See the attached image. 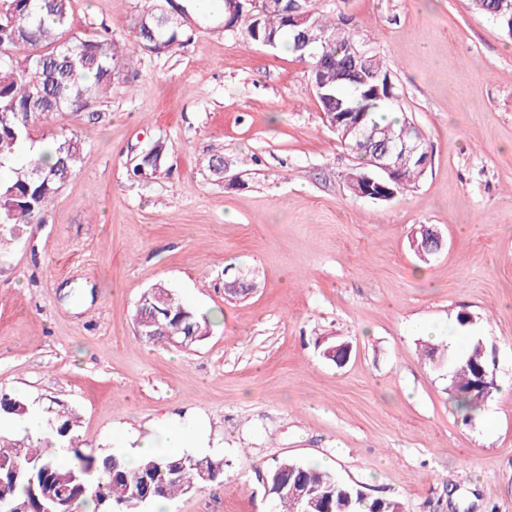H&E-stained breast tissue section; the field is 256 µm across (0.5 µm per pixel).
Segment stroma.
I'll return each instance as SVG.
<instances>
[{
    "instance_id": "stroma-1",
    "label": "stroma",
    "mask_w": 512,
    "mask_h": 512,
    "mask_svg": "<svg viewBox=\"0 0 512 512\" xmlns=\"http://www.w3.org/2000/svg\"><path fill=\"white\" fill-rule=\"evenodd\" d=\"M223 2L108 97L34 127L83 151L0 260V394L75 414L86 453L163 417L205 424L224 476L167 512H270L263 476L285 458L328 460L406 512H512V38L470 0H312L381 53L428 140L416 185L381 202L348 190L308 65L224 34ZM145 7L72 0L66 29L126 48ZM158 143L160 172L136 173ZM422 224L444 240L425 261ZM235 280L249 295H225ZM157 283L208 319L192 347L138 336ZM462 314L499 385L471 414L448 394ZM342 343L339 366L325 352Z\"/></svg>"
}]
</instances>
